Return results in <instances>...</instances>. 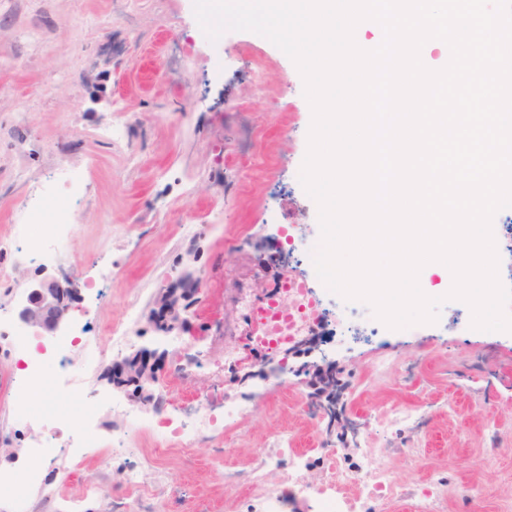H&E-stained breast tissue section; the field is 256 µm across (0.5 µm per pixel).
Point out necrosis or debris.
<instances>
[{"label":"necrosis or debris","instance_id":"1","mask_svg":"<svg viewBox=\"0 0 512 512\" xmlns=\"http://www.w3.org/2000/svg\"><path fill=\"white\" fill-rule=\"evenodd\" d=\"M70 221L69 198L50 188L39 189L35 200L16 213L10 234L0 238V252L26 260H53L58 256L56 244L68 234ZM312 255V249L300 251L305 272L291 271L281 277L272 313L260 325L258 334L250 336L251 347L265 345L278 352L285 351L318 335L329 322L336 323L344 336L385 333V325L375 316L361 317L360 302L348 301L343 311L327 313L323 299L328 290L315 271ZM138 312V299H130L119 318L101 325L99 333L109 342L107 356H120L132 347L129 327ZM0 338L28 355L24 365L26 388L9 399L10 416L30 424H41L46 417L53 420L31 442L32 452L38 454L56 448L70 451L72 457L78 458L88 449L99 447L93 420L97 405L87 383L90 371L75 368L68 358L71 346L68 337H58L53 343L60 370L50 379L45 376L43 359L29 354L31 341L5 305H0ZM42 381L48 389L43 403L38 404L27 387ZM60 392L66 400L85 407L81 419L56 410L55 396ZM120 410L129 426L112 437L113 445L124 452L119 491L123 499L147 512L168 490V477L159 467V460L171 447L179 449L184 456H192L190 441L211 433V414L206 403L190 406L184 424L172 431L167 448L142 453L126 447L128 429L141 425V412L125 403ZM419 420L413 408L395 407L374 414L369 419L366 435L354 447L331 448L322 454L317 449L301 447L291 433L274 434L268 438L266 447L255 451L247 468L225 467L224 484L240 489L243 512H286V496L293 492L311 502V512H448L449 504L456 499L457 488L447 473L427 464L429 450L424 439H413L403 451L415 471L414 479L398 478L382 462V441L413 429ZM2 491L8 492L14 512H37L35 498L53 495L50 479L37 468L27 472L20 482L13 474L0 472Z\"/></svg>","mask_w":512,"mask_h":512}]
</instances>
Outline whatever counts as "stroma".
I'll use <instances>...</instances> for the list:
<instances>
[{"label":"stroma","instance_id":"35a3bbf8","mask_svg":"<svg viewBox=\"0 0 512 512\" xmlns=\"http://www.w3.org/2000/svg\"><path fill=\"white\" fill-rule=\"evenodd\" d=\"M187 50L195 64L183 70L178 58ZM118 112L129 118L115 142L107 130ZM311 121L294 62L250 31L210 42L193 0H0V234L30 201L32 185L51 183L56 166L69 165L86 188L71 201L74 228L61 252L97 284L79 288L69 311L88 323L85 346L100 347L97 327L136 297V345L167 351L171 366L184 364L146 310L162 284L192 273L202 280L188 311L201 364L174 400H212L219 417L228 400L248 408L242 444L220 426L196 443L192 458L163 457L170 489L155 512H202L207 504L234 512L223 465L245 467L272 434L293 432L306 448L352 446L354 436L327 433L325 421L306 411L319 362L336 373L340 416L361 424L371 410L420 408L430 463L463 480L466 512H494L496 496L512 493V335L462 331L459 314L444 306L437 323L329 356L325 332L266 355L269 365L288 367L277 385L213 375L225 347L246 342L239 294L260 298L294 268L288 234L300 246L321 237L317 204L294 172ZM214 210L223 213L220 234L210 229ZM104 267L112 278L101 277ZM84 348L75 361H84ZM380 355L397 365L373 381L368 368ZM97 423L102 446L82 461L81 477L64 460L51 470L59 498L81 497L85 478L115 473L112 434L122 420L107 405ZM8 431L0 468H23L39 428L12 420Z\"/></svg>","mask_w":512,"mask_h":512}]
</instances>
